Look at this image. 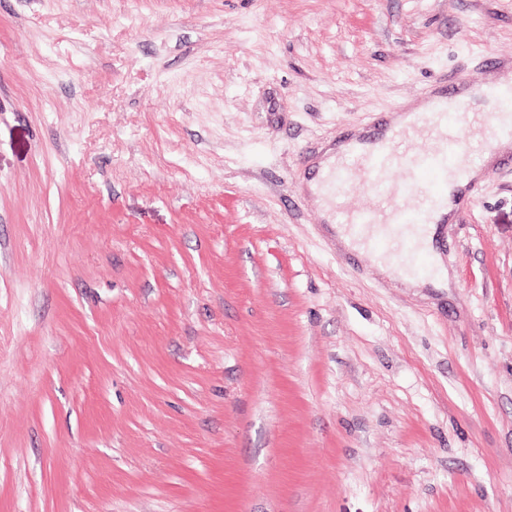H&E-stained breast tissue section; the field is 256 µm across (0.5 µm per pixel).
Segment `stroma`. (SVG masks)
<instances>
[{
	"mask_svg": "<svg viewBox=\"0 0 512 512\" xmlns=\"http://www.w3.org/2000/svg\"><path fill=\"white\" fill-rule=\"evenodd\" d=\"M512 56V0H0V512H512V152L412 288L311 161Z\"/></svg>",
	"mask_w": 512,
	"mask_h": 512,
	"instance_id": "stroma-1",
	"label": "stroma"
}]
</instances>
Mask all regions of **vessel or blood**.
I'll use <instances>...</instances> for the list:
<instances>
[{"label": "vessel or blood", "instance_id": "1", "mask_svg": "<svg viewBox=\"0 0 512 512\" xmlns=\"http://www.w3.org/2000/svg\"><path fill=\"white\" fill-rule=\"evenodd\" d=\"M460 84V79L450 80L446 90L430 95L426 111L387 123L381 136L349 140L345 156L322 181L328 200L340 197L353 178L378 195L375 205L350 211L347 222L363 236L367 250L393 259L400 279L415 274L402 251H417L418 245L399 237L398 229L432 223L448 199L450 182L469 181L474 135H483L488 145L512 139V81L485 86L479 107L461 97ZM422 130L438 131V144L418 154L398 151L399 143Z\"/></svg>", "mask_w": 512, "mask_h": 512}]
</instances>
